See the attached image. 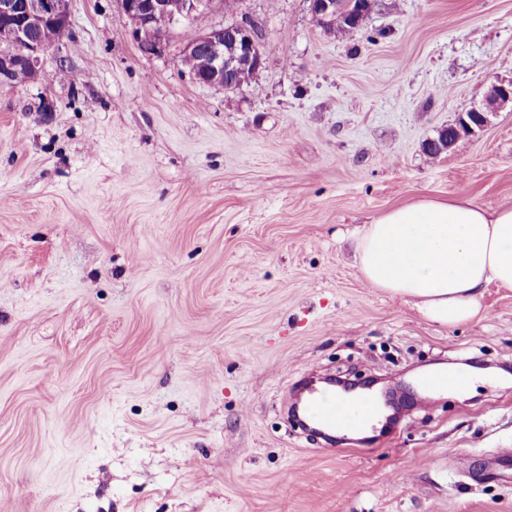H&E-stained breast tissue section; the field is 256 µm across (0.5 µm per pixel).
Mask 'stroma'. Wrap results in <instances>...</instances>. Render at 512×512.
<instances>
[{
	"mask_svg": "<svg viewBox=\"0 0 512 512\" xmlns=\"http://www.w3.org/2000/svg\"><path fill=\"white\" fill-rule=\"evenodd\" d=\"M244 15L262 67L196 82L184 43ZM131 29L70 0L35 77L0 75V512H512L456 466L512 450V290L441 326L355 258L400 204L512 206V105L423 149L512 80V0H379L346 38L240 0L157 54ZM451 366L473 387L426 401ZM339 372L406 398L329 451L287 407ZM459 129H463L464 131H466L465 128H460L457 125V123H455L454 125H448L447 128H443L442 130H440L437 138L428 140L425 143L424 147L426 153L432 157H436L440 155L443 151L449 149L451 146L448 147V145L454 143L458 138L459 135L457 133V130Z\"/></svg>",
	"mask_w": 512,
	"mask_h": 512,
	"instance_id": "35a3bbf8",
	"label": "stroma"
}]
</instances>
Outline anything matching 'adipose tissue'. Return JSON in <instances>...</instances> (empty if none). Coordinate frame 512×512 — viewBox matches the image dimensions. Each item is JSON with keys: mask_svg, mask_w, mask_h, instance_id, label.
<instances>
[{"mask_svg": "<svg viewBox=\"0 0 512 512\" xmlns=\"http://www.w3.org/2000/svg\"><path fill=\"white\" fill-rule=\"evenodd\" d=\"M356 260L369 287L410 299L429 321L459 325L479 314L487 285L512 289V208L424 197L364 225ZM321 402L339 429L354 433L370 423L357 396L326 393Z\"/></svg>", "mask_w": 512, "mask_h": 512, "instance_id": "obj_1", "label": "adipose tissue"}]
</instances>
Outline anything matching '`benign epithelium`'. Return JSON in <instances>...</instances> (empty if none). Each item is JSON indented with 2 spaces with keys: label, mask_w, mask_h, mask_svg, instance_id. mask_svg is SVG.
I'll return each instance as SVG.
<instances>
[{
  "label": "benign epithelium",
  "mask_w": 512,
  "mask_h": 512,
  "mask_svg": "<svg viewBox=\"0 0 512 512\" xmlns=\"http://www.w3.org/2000/svg\"><path fill=\"white\" fill-rule=\"evenodd\" d=\"M314 22L329 30L336 18V0H309ZM117 5L132 24V33L147 53L161 49L167 29L186 20H194L200 14L222 7L219 0H117ZM70 0H0V43L15 46L19 53L13 62L0 69L6 74L13 68H23L29 75L37 72L40 55L48 46L40 41L37 33L48 24L62 33L69 30ZM162 15L167 19V28L157 29L152 17ZM224 27H214L199 32L189 39L183 54L207 56V70L203 84L224 86V75L236 69L240 60H245L257 71L262 57L255 52L256 35L251 24L237 23L231 26V37L224 36ZM486 108L478 110V127L489 122V114L503 104L512 102V81L492 84L487 96Z\"/></svg>",
  "instance_id": "benign-epithelium-1"
}]
</instances>
